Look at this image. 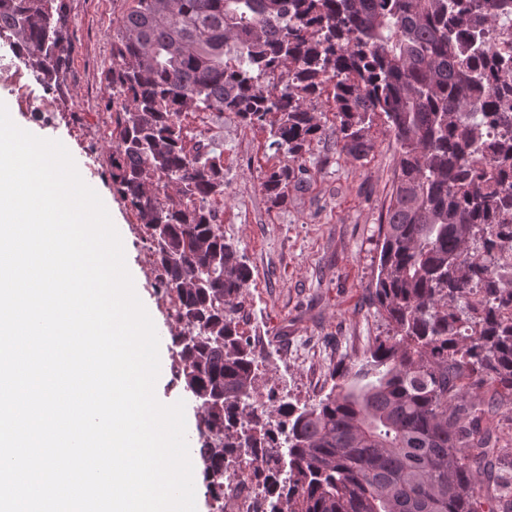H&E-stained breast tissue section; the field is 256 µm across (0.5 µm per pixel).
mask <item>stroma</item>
I'll return each mask as SVG.
<instances>
[{
	"instance_id": "obj_1",
	"label": "stroma",
	"mask_w": 512,
	"mask_h": 512,
	"mask_svg": "<svg viewBox=\"0 0 512 512\" xmlns=\"http://www.w3.org/2000/svg\"><path fill=\"white\" fill-rule=\"evenodd\" d=\"M65 32L73 45L59 97L70 100L66 121L19 108L8 86L0 101L12 120L30 133L57 136L74 157L82 179L94 187L121 228L126 261L138 295L161 338L164 373L156 384L161 402L185 403L188 435H195L197 409L175 375L171 338L179 327L170 315L155 271L147 262V229L112 185L100 137L111 124L104 73L112 64V37L127 0H66ZM336 137L314 139L301 164L300 187H289L286 206H272L260 184L267 171L262 148L267 134L244 127L223 136L224 235L239 247L252 271L239 317L246 336L264 337L270 363L258 372V393L268 395L288 381V400L314 403L334 384L333 368L351 364L375 337L387 335L370 292L378 273V228L383 223L398 162L394 138L376 132L374 148L355 161L340 155Z\"/></svg>"
}]
</instances>
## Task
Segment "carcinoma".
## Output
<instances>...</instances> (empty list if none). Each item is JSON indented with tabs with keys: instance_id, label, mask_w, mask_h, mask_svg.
<instances>
[{
	"instance_id": "obj_1",
	"label": "carcinoma",
	"mask_w": 512,
	"mask_h": 512,
	"mask_svg": "<svg viewBox=\"0 0 512 512\" xmlns=\"http://www.w3.org/2000/svg\"><path fill=\"white\" fill-rule=\"evenodd\" d=\"M64 13V0H0L13 48L49 87L70 61ZM275 73L283 89H263ZM105 79L124 97L112 182L141 223L165 226L147 247L177 321L197 329L177 376L224 396L197 409L206 492L224 452L256 447L265 423L245 412L255 357L234 317L251 270L197 205L224 198V169L216 149L189 146L186 120L228 112L299 159L325 102L340 153L366 157L377 125L398 146L372 288L392 334L360 356L365 384L288 404L273 512H512L486 469L512 457L482 426L512 405V0H131ZM294 178L274 167L262 193L285 206Z\"/></svg>"
}]
</instances>
